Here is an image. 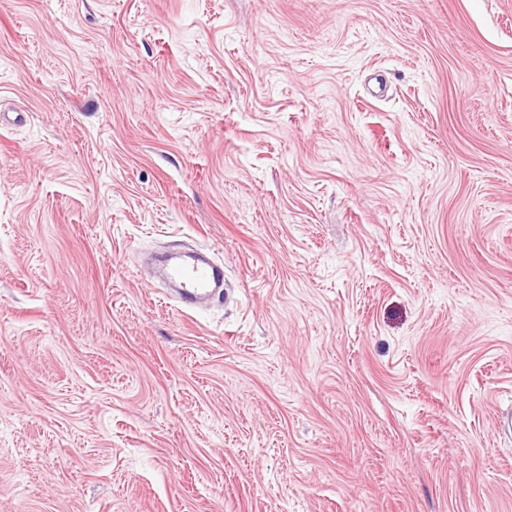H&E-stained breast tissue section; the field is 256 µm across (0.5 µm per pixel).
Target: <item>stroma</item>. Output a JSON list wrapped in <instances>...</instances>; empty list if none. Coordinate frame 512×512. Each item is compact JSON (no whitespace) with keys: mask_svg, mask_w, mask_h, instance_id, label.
Returning <instances> with one entry per match:
<instances>
[{"mask_svg":"<svg viewBox=\"0 0 512 512\" xmlns=\"http://www.w3.org/2000/svg\"><path fill=\"white\" fill-rule=\"evenodd\" d=\"M503 412L512 0H0V512H512ZM167 278L178 288L176 302L182 311L207 300L223 285L222 269L204 257L191 263H172L167 268Z\"/></svg>","mask_w":512,"mask_h":512,"instance_id":"stroma-1","label":"stroma"}]
</instances>
